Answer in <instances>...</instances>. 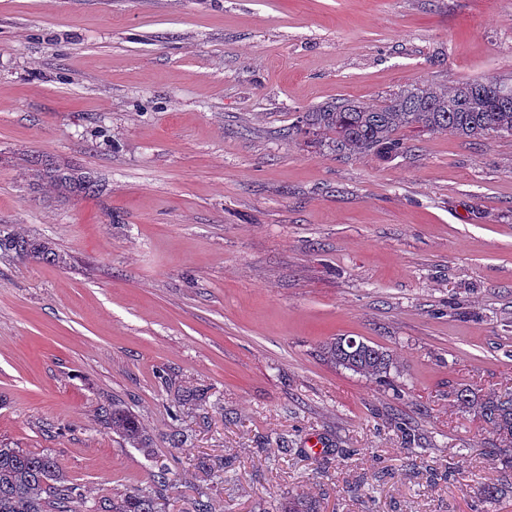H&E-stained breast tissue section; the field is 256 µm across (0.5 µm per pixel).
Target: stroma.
<instances>
[{"label": "stroma", "mask_w": 512, "mask_h": 512, "mask_svg": "<svg viewBox=\"0 0 512 512\" xmlns=\"http://www.w3.org/2000/svg\"><path fill=\"white\" fill-rule=\"evenodd\" d=\"M484 77L512 82V0H0V230L67 258L0 255V441L92 503L161 461L159 512H512L456 402L512 389V137L407 130L382 159L281 135ZM36 154L106 194L34 189ZM339 337L394 368L326 363ZM114 401L152 454L101 425ZM335 338L322 346L321 355L328 363L343 367L369 379L380 380L386 377L394 364L393 354L378 345L357 342L348 338ZM357 345V346H356ZM356 346V347H355ZM275 512H321L320 503L304 494H290L278 499Z\"/></svg>", "instance_id": "stroma-1"}]
</instances>
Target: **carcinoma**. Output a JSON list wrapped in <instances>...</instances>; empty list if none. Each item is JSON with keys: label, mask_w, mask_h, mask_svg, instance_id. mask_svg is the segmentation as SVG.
<instances>
[{"label": "carcinoma", "mask_w": 512, "mask_h": 512, "mask_svg": "<svg viewBox=\"0 0 512 512\" xmlns=\"http://www.w3.org/2000/svg\"><path fill=\"white\" fill-rule=\"evenodd\" d=\"M408 129L449 132L464 138L512 136V83L471 79L449 90L415 83L379 103L345 99L300 112L284 135L338 155L388 158L408 149L400 136ZM31 177L36 188L52 190L62 198L96 197L107 190L105 183L90 173L48 157L35 161ZM0 254L64 262L52 241L19 232L0 234ZM321 355L334 366L375 380L387 376L394 361L393 354L381 346L363 342L350 347L341 337L323 344ZM457 402L492 429L502 470L512 474V390L481 397L460 390ZM99 419L131 447L146 453L153 447L140 422L128 411L116 405L103 406ZM152 477L153 489L130 492L112 504L99 501L92 512H158L159 496L169 485L166 465H155ZM86 508V498L68 481L56 457L0 444V512H86ZM275 512H320V503L304 494L289 493L278 499Z\"/></svg>", "instance_id": "carcinoma-1"}]
</instances>
